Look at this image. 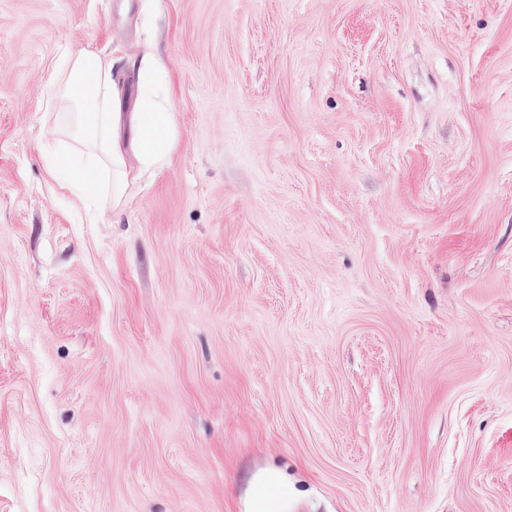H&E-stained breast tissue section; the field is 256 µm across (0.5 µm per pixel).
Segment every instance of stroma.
Segmentation results:
<instances>
[{"label":"stroma","mask_w":512,"mask_h":512,"mask_svg":"<svg viewBox=\"0 0 512 512\" xmlns=\"http://www.w3.org/2000/svg\"><path fill=\"white\" fill-rule=\"evenodd\" d=\"M90 49L173 146L50 173ZM512 512V0H0V512ZM293 489L278 472L266 471L253 483L249 512H288Z\"/></svg>","instance_id":"1"}]
</instances>
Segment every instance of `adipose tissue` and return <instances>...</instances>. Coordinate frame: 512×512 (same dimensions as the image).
<instances>
[{
  "label": "adipose tissue",
  "mask_w": 512,
  "mask_h": 512,
  "mask_svg": "<svg viewBox=\"0 0 512 512\" xmlns=\"http://www.w3.org/2000/svg\"><path fill=\"white\" fill-rule=\"evenodd\" d=\"M50 87L75 105L70 125L82 147L81 159L98 173L110 176L113 199H121L136 176L127 164L136 155L141 167L157 164L171 149V113L124 112L112 90V63L86 51L65 59L51 75ZM293 489L278 472L269 470L253 484L249 512H288Z\"/></svg>",
  "instance_id": "adipose-tissue-1"
}]
</instances>
